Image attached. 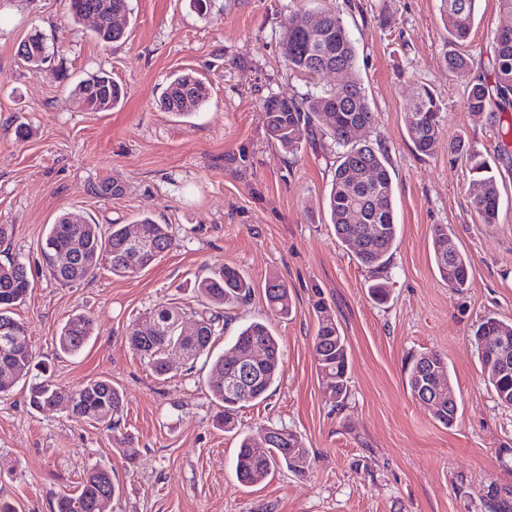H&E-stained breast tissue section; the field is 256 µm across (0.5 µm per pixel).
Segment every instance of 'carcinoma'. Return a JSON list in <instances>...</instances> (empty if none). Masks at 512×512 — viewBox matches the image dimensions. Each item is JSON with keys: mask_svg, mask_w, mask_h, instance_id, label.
<instances>
[{"mask_svg": "<svg viewBox=\"0 0 512 512\" xmlns=\"http://www.w3.org/2000/svg\"><path fill=\"white\" fill-rule=\"evenodd\" d=\"M477 0H440L441 16L448 31L452 50L445 55L448 70L467 88V103L471 111L487 113L493 123L500 114L512 109V28L497 30L490 42L491 80L473 83L469 79L470 63L461 48L466 46L475 18ZM73 21L91 12L101 16L94 27L95 39L103 46L124 38L125 25L110 21V13H128V0H70ZM18 55L30 66L41 65L46 58L43 40L31 37L19 43ZM282 54L288 69L311 79L333 70L336 85L313 88L299 97L267 96L259 105L266 117L267 133L283 151L295 154L316 133L331 139L343 149L338 156L326 200L330 223L336 237L352 250L358 262L370 269L385 267L395 247L398 224L394 215L393 187L387 167V151L368 144L353 143V130L366 128L374 121V113L361 81L356 74L357 52L343 18L334 8H321L316 13H296L288 18L282 40ZM91 112H109L125 98L123 87L105 71H97L80 80L70 91ZM209 99L205 82L189 74L172 78L161 96V108L185 116L197 111ZM405 124L415 151L423 156L435 153L441 133L440 104L434 91L422 86L404 107ZM448 152L466 159L471 170L479 174V191L474 198L475 211L483 224L497 223L500 191L491 165L484 155L466 146L461 140L448 144ZM123 193L122 183L113 177L100 182L96 194L112 198ZM138 225L154 250L134 252L128 244L129 227L111 224L104 229L96 223L76 224L68 213L46 225L41 248L42 271L64 286L82 282L106 269L121 278L135 277L151 267L161 255L174 246L169 225L158 224L144 214ZM378 225L377 233L368 228ZM66 248L73 253L65 267L53 263L55 249ZM432 250L436 268L445 280L453 281L460 290L469 280L470 262L448 231V225L432 229ZM32 288L31 270L18 260L0 264V347L9 345V353H0V393L10 391L26 377L33 365L35 353L25 328L13 317V308L23 302ZM251 283L235 268L219 266L196 277L194 290L208 311L188 313L178 306L161 305L151 317L160 328L152 336L140 337L130 332V343L147 360L152 373L166 376L170 367L168 356L181 350L187 359L201 356L212 362L215 373L235 371V362L244 358L254 346L265 350L264 358L254 368V382L239 403L224 397V384L218 380L208 385L211 398L223 409L218 424L227 432L237 428V409L266 397L281 371L278 340L263 322L253 321L241 328L222 353H214L216 337L223 335L226 316L223 311L245 301L251 293ZM267 301L287 317L292 313L288 286L277 278L266 281ZM318 330L314 339L319 377L327 379V387L336 406L345 405L349 397L348 345L336 321L323 303L316 305ZM95 324L86 314L71 317L61 329L58 345L62 353L76 355L93 335ZM506 333L512 336V322L496 317L484 319L474 337ZM484 382L498 399L512 406V375H500L496 364L478 357ZM449 377L447 361L436 352H424L413 358L406 370L410 394L425 384V369ZM29 405L36 410H66L111 427L120 417L124 399L122 393L105 379L88 380L75 389L61 387L48 379L34 382L28 389ZM458 403L448 401L444 393L428 406L431 415L443 425L452 426ZM311 458L302 439L281 427L262 428L244 435L236 455L237 481L243 486L264 482L279 468L303 473ZM116 486L112 472L93 468L86 473L80 489L74 494L57 497L54 512H100L112 502Z\"/></svg>", "mask_w": 512, "mask_h": 512, "instance_id": "1", "label": "carcinoma"}]
</instances>
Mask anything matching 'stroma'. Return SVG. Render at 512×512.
Here are the masks:
<instances>
[{
	"label": "stroma",
	"mask_w": 512,
	"mask_h": 512,
	"mask_svg": "<svg viewBox=\"0 0 512 512\" xmlns=\"http://www.w3.org/2000/svg\"><path fill=\"white\" fill-rule=\"evenodd\" d=\"M337 5L357 47V74L374 112L357 142L385 146L399 234L384 272L387 303L369 296L370 269L336 239L325 199L337 149L326 140L289 154L266 133L260 99L292 97L309 80L282 59L292 13ZM127 37L104 47L90 20L73 23L68 0H0V224L14 225L0 264H34L47 224L69 212L96 223L127 224L141 214L169 225L174 247L136 278L101 271L62 286L34 274L15 316L36 359L58 385L107 379L124 394L118 430L65 412L32 410L27 389L0 394V498L18 512H53L58 494L73 493L94 467L120 486L112 512H490L489 492L512 503V406L484 383L473 333L496 316L512 322V138L472 112L466 90L444 60L448 33L440 0H128ZM512 26L498 0H478L467 51L472 75L490 76L491 34ZM42 36L47 61L37 68L16 54L21 40ZM126 90L109 112L86 110L69 94L97 70ZM192 72L210 90L188 116L159 108L169 77ZM440 101L442 134L434 155L415 152L403 107L419 86ZM32 133L17 141L14 118ZM463 139L488 156L501 191L499 219L479 223L477 176L448 144ZM508 152H500V143ZM107 177L122 195L98 197ZM447 225L471 262L466 288L448 286L435 266L433 225ZM227 265L254 292L228 311L216 351L237 330L265 322L278 338L282 371L266 399L240 408V430L286 427L312 458L299 475L275 472L239 486L237 438L215 422L207 390L209 365L157 379L129 344L133 325L164 303L197 308L192 284L204 267ZM288 284L294 310L270 308L263 286ZM324 300L349 348L350 395L336 407L314 357ZM90 315L95 334L67 356L56 340L66 321ZM433 351L449 365L458 400L453 426L412 399L405 366ZM131 434L126 459L118 438Z\"/></svg>",
	"instance_id": "obj_1"
}]
</instances>
